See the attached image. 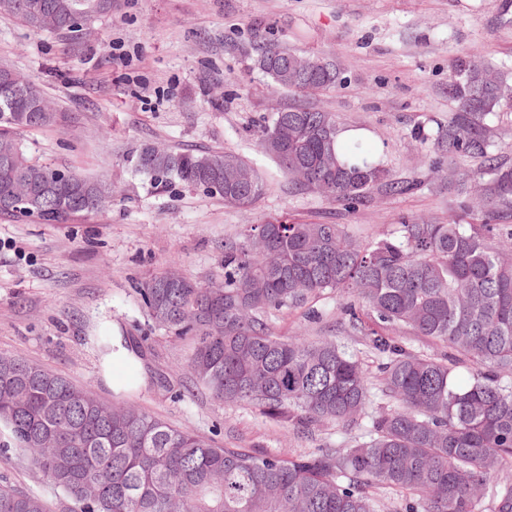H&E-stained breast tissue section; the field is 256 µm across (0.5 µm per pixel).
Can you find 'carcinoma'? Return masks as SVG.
I'll use <instances>...</instances> for the list:
<instances>
[{"label": "carcinoma", "mask_w": 512, "mask_h": 512, "mask_svg": "<svg viewBox=\"0 0 512 512\" xmlns=\"http://www.w3.org/2000/svg\"><path fill=\"white\" fill-rule=\"evenodd\" d=\"M101 0H0V12L36 30L78 33L108 15ZM255 44L254 66L275 86L315 93L343 81L338 67L307 80L272 68L275 51ZM0 68V151L27 177L28 194L1 215L64 222L104 208L98 183L33 159L13 129L55 124L57 112L20 120L32 83L6 85ZM448 97L456 110L437 125L432 167L469 160L480 166L472 196L458 204L469 217L433 224L406 218L363 245L344 224L276 221L250 226L224 243V279L167 283L149 273L135 291L150 320L192 340L188 374L225 404L251 403L266 417L312 432L321 423H358L370 407L372 377L336 340L275 336L257 314L293 308L327 291L349 298L343 310L380 361L381 396L389 405L371 417L364 440L288 458L218 446L190 428H176L134 405L106 404L89 387L25 359L0 353L3 447L26 457L73 512H375L370 489L401 494L400 512H478L493 479L512 468V160L495 151L492 119L512 106V84L478 51L451 65ZM329 112L298 106L275 113L260 145L291 174L309 171V189L354 208L373 191L407 194L414 179H393L362 140L337 151ZM223 151H154L142 146L136 167L157 189L178 183L246 206L248 195L224 187ZM438 341L440 355L410 350L406 335ZM469 362L466 383L456 368ZM0 512H47L43 499L0 484ZM492 512H512V483L493 492Z\"/></svg>", "instance_id": "obj_1"}]
</instances>
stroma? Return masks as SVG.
<instances>
[{
    "mask_svg": "<svg viewBox=\"0 0 512 512\" xmlns=\"http://www.w3.org/2000/svg\"><path fill=\"white\" fill-rule=\"evenodd\" d=\"M260 35L302 56L335 59L344 84L306 95L272 88L254 67ZM474 49L512 67V0H112L111 15L78 35L36 31L0 13V66L33 82L66 115L57 126L18 130L17 138L35 159L115 191L112 204L63 224L0 216V353L220 445L288 457L356 444L368 419L304 434L199 389L180 400L152 381L112 392L93 338L115 327L145 337L148 375L162 372L184 386L192 343L149 321L134 292L146 272L171 267L201 283L222 278L225 242L277 217L344 224L363 244L407 216L447 220L457 191L447 171L431 169L430 146L411 132L431 133L447 121L454 108L448 65ZM304 102L332 113L340 130L363 132L365 143L382 148L392 177L417 179L418 188L375 193L349 210L297 186L259 138L264 118ZM145 144L238 155L262 175L265 191L235 207L177 184L157 190L135 169ZM341 301L336 292L314 300L323 314L314 323L301 308L262 318L277 336L333 337L377 373ZM1 481L46 498L51 512H68V501L16 452L0 453Z\"/></svg>",
    "mask_w": 512,
    "mask_h": 512,
    "instance_id": "35a3bbf8",
    "label": "stroma"
}]
</instances>
